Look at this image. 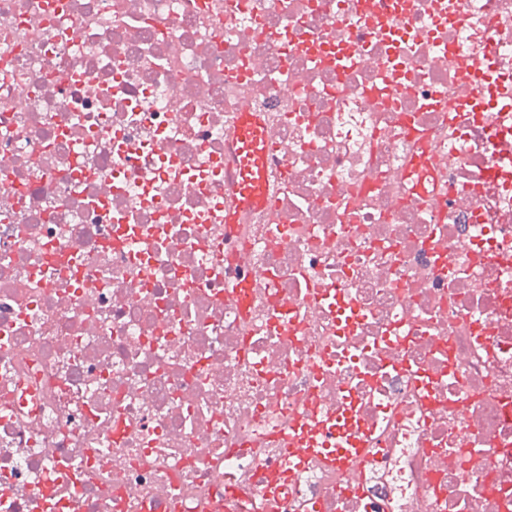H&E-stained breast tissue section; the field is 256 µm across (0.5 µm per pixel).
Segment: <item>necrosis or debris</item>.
<instances>
[{
    "mask_svg": "<svg viewBox=\"0 0 512 512\" xmlns=\"http://www.w3.org/2000/svg\"><path fill=\"white\" fill-rule=\"evenodd\" d=\"M486 56L512 0H0V512H254L290 451L276 512H512ZM238 133V204L249 208L258 204L261 197L268 134L249 113L243 115ZM367 447L368 445H365V448H361L355 455L346 448H326V457L333 463H336V460L339 461L344 468L355 469L364 456L371 454V448Z\"/></svg>",
    "mask_w": 512,
    "mask_h": 512,
    "instance_id": "necrosis-or-debris-1",
    "label": "necrosis or debris"
}]
</instances>
